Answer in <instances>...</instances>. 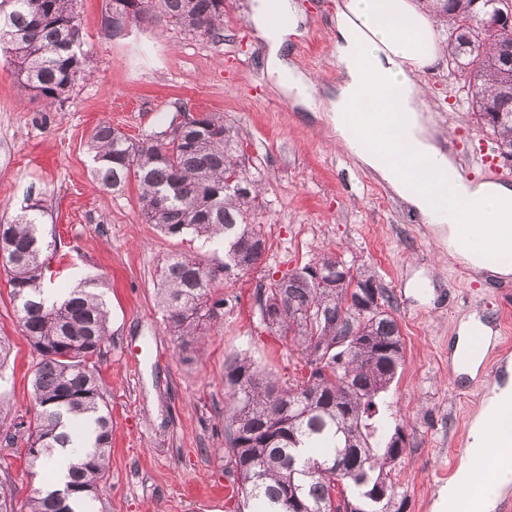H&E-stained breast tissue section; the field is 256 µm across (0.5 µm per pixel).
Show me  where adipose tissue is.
<instances>
[{
    "instance_id": "adipose-tissue-1",
    "label": "adipose tissue",
    "mask_w": 512,
    "mask_h": 512,
    "mask_svg": "<svg viewBox=\"0 0 512 512\" xmlns=\"http://www.w3.org/2000/svg\"><path fill=\"white\" fill-rule=\"evenodd\" d=\"M251 22L266 50L265 67L281 92L307 112L326 113L341 143L431 224L448 229V252L471 268L512 275V186L464 181L430 129L420 73L439 56L436 19L415 0H341L336 8L333 89L320 96L288 63L297 26L292 0H255ZM494 439L493 457H465L446 495L447 512H493L486 484H512V380L494 386L472 443Z\"/></svg>"
}]
</instances>
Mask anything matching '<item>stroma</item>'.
<instances>
[{
	"label": "stroma",
	"mask_w": 512,
	"mask_h": 512,
	"mask_svg": "<svg viewBox=\"0 0 512 512\" xmlns=\"http://www.w3.org/2000/svg\"><path fill=\"white\" fill-rule=\"evenodd\" d=\"M108 3L77 0L90 72L62 107L21 93L13 65L0 55V221L41 201L43 222L57 236L52 265L60 275L52 292L89 278L107 283L111 339L99 369L112 442L93 512H238L242 499L227 492L232 479L224 471V361L247 355L284 385L300 375L296 344L261 322L256 291L327 252L375 270L394 298L405 362L386 394L387 413L408 438L396 468L398 492L405 512H434L448 469L465 456L482 401L512 367V287L449 258L435 225L417 221L337 145L324 121L277 93L265 70V47L248 20L251 0H224L220 39L146 20L113 41L100 29ZM295 3L301 21L288 42V60L320 88L336 77V0ZM421 80L461 174L484 181L499 158L490 131L464 117L463 76L443 56ZM180 106L223 115L246 143V164L262 179L253 220L268 242L253 270L224 273L218 293L226 304L208 327L205 352L189 359L157 307L155 269L177 252L213 263L222 262L224 252L164 236L146 223L135 185L121 191L97 186L89 149L99 122L138 140L166 129ZM473 316L491 328L485 355L496 364V377L462 371L457 363V337ZM0 337L10 345L0 365V412L34 416L38 356L18 327L1 271ZM46 479L31 473L23 442L0 438V480L12 485L15 504Z\"/></svg>",
	"instance_id": "1"
}]
</instances>
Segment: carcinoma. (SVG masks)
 Segmentation results:
<instances>
[{
    "mask_svg": "<svg viewBox=\"0 0 512 512\" xmlns=\"http://www.w3.org/2000/svg\"><path fill=\"white\" fill-rule=\"evenodd\" d=\"M221 0H138L135 21L162 18L191 36L218 38L224 31ZM448 23V63L466 72L471 117L512 153V26L490 29L482 20L512 12V0H441ZM0 50L9 55L19 87L62 105L88 71L81 49L76 0H0ZM206 127L166 141L160 133L133 140L108 122L90 135L94 176L100 187L121 190L136 183L145 221L168 237L204 238L224 248V263L211 265L181 253L156 269L158 304L183 353L201 351L207 319L224 308L216 296L219 275L248 272L261 261L267 240L250 216L261 180L242 165L245 156L224 116L208 113ZM236 175L250 196L224 190ZM36 201L10 223H0V264L19 326L39 361L32 380L38 412L26 421L1 420L4 440L27 435L30 467L52 470L53 448L94 428L92 451L63 462L69 482L35 491L26 512H80L79 502L98 497L109 465L112 417L101 389L99 360L110 339L109 310L97 279L47 304L45 283L57 272ZM309 266L289 271L257 289V303L278 311L269 328L290 333L307 373L284 388L246 356L224 362V405L229 448L226 469L240 486L250 512H404L392 477L406 452L383 439V394L404 362L401 331L391 295L375 273L357 270L350 280L377 285L382 309L356 310L358 290L322 288ZM356 344L336 350L347 323ZM71 433L57 432L63 417Z\"/></svg>",
    "mask_w": 512,
    "mask_h": 512,
    "instance_id": "1",
    "label": "carcinoma"
}]
</instances>
